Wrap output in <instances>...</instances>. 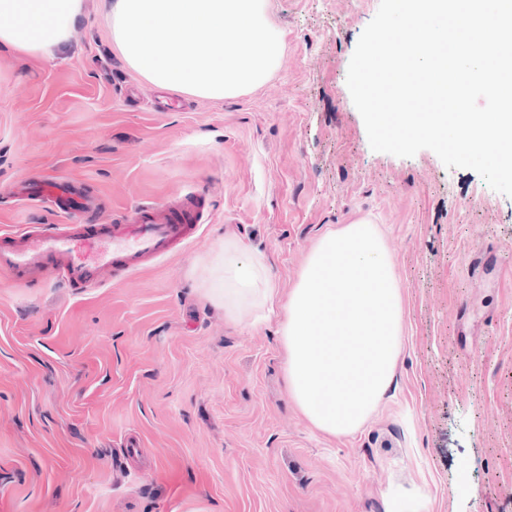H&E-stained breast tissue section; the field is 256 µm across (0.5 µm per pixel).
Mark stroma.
Listing matches in <instances>:
<instances>
[{"instance_id": "35a3bbf8", "label": "stroma", "mask_w": 512, "mask_h": 512, "mask_svg": "<svg viewBox=\"0 0 512 512\" xmlns=\"http://www.w3.org/2000/svg\"><path fill=\"white\" fill-rule=\"evenodd\" d=\"M380 0H268L282 67L214 101L158 91L86 0L62 59L0 50V230L61 224L13 185L64 176L90 222L194 194L199 237L82 293L0 274V512H512V197L431 150L373 151L347 87ZM371 217L405 302L396 386L353 436L292 402L279 314L204 294L225 238L281 290L319 237ZM385 512H430L427 497L420 493H395L385 503Z\"/></svg>"}]
</instances>
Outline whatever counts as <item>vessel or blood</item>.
<instances>
[{"mask_svg":"<svg viewBox=\"0 0 512 512\" xmlns=\"http://www.w3.org/2000/svg\"><path fill=\"white\" fill-rule=\"evenodd\" d=\"M17 195L68 218L64 224H28L0 233V273L22 286L53 280L75 291L100 287L166 257L194 237L202 224L190 194L174 204L138 205L113 224L83 222L95 205L69 183L27 182Z\"/></svg>","mask_w":512,"mask_h":512,"instance_id":"1","label":"vessel or blood"}]
</instances>
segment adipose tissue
Here are the masks:
<instances>
[{"instance_id":"1","label":"adipose tissue","mask_w":512,"mask_h":512,"mask_svg":"<svg viewBox=\"0 0 512 512\" xmlns=\"http://www.w3.org/2000/svg\"><path fill=\"white\" fill-rule=\"evenodd\" d=\"M84 13V0H0V46L54 58ZM234 239L208 263L205 294L230 320L249 309L282 307L291 397L316 429L335 437L358 431L387 397L403 348L404 298L376 226L360 219L325 233L288 297L266 258H242Z\"/></svg>"}]
</instances>
